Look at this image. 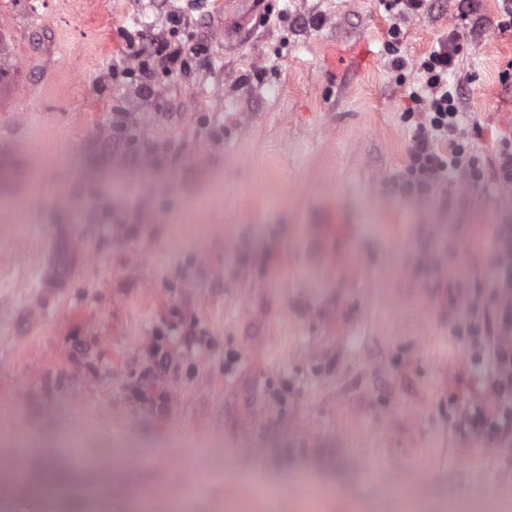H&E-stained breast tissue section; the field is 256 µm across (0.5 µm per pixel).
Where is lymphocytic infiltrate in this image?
Wrapping results in <instances>:
<instances>
[{
  "label": "lymphocytic infiltrate",
  "mask_w": 512,
  "mask_h": 512,
  "mask_svg": "<svg viewBox=\"0 0 512 512\" xmlns=\"http://www.w3.org/2000/svg\"><path fill=\"white\" fill-rule=\"evenodd\" d=\"M460 46L456 38L440 41L421 62V85L409 92L405 115L415 118L408 171L411 184L426 192H447L457 171L481 184L485 170L464 141L465 125L457 93L448 85ZM500 270L484 302L473 303L464 329L469 350L482 368L477 385L460 411L459 428L486 445H512V253H494Z\"/></svg>",
  "instance_id": "1"
}]
</instances>
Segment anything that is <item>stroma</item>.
Listing matches in <instances>:
<instances>
[{
	"instance_id": "stroma-1",
	"label": "stroma",
	"mask_w": 512,
	"mask_h": 512,
	"mask_svg": "<svg viewBox=\"0 0 512 512\" xmlns=\"http://www.w3.org/2000/svg\"><path fill=\"white\" fill-rule=\"evenodd\" d=\"M127 2L0 0V463L26 474L0 472V512H406L414 489L427 512H512V447L456 426L512 190L396 188L408 93L446 36L472 154L490 172L512 137L500 0H428L400 70L385 0H150L208 55L152 65L143 98L121 74ZM335 47L361 63L330 74ZM119 112L152 152L113 137ZM336 212L331 268L313 226ZM155 344L173 410L134 395ZM50 470L68 485L51 509Z\"/></svg>"
}]
</instances>
